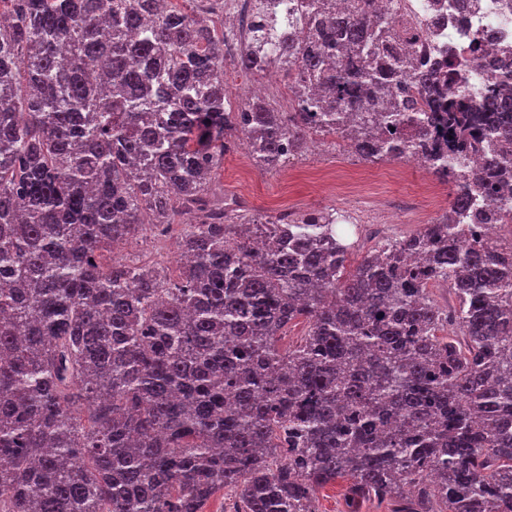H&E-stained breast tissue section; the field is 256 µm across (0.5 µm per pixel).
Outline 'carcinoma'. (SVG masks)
Instances as JSON below:
<instances>
[{
  "label": "carcinoma",
  "mask_w": 512,
  "mask_h": 512,
  "mask_svg": "<svg viewBox=\"0 0 512 512\" xmlns=\"http://www.w3.org/2000/svg\"><path fill=\"white\" fill-rule=\"evenodd\" d=\"M0 512H512V87L448 106L459 150L429 155L448 210L356 266L332 213L283 226L224 213L232 136L273 170L309 125L366 160L420 151L437 73L374 0H306L299 44L250 31L237 66L296 75L297 112L224 88V37L190 0H0ZM404 130L397 137L390 130ZM167 273L105 254L180 217ZM441 286L454 304H440ZM305 331L284 349L291 327ZM347 483L338 482L336 485L327 486L319 494V512H344V493Z\"/></svg>",
  "instance_id": "obj_1"
}]
</instances>
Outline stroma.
I'll list each match as a JSON object with an SVG mask.
<instances>
[{"label":"stroma","mask_w":512,"mask_h":512,"mask_svg":"<svg viewBox=\"0 0 512 512\" xmlns=\"http://www.w3.org/2000/svg\"><path fill=\"white\" fill-rule=\"evenodd\" d=\"M434 184L439 195H447L449 186L437 181L427 169H414L406 160L376 161L362 159L356 153L343 150L339 137H317L308 150L297 159L274 172L259 169L236 151H227L216 170L213 185L233 197L240 186L251 189L249 215L274 216L284 208L294 207L297 213L325 211L340 214L347 210L402 214L409 206L405 199L416 184ZM444 205L421 209L412 222L399 221L382 225L374 240H367L363 231L343 225L346 243L352 244L354 256H362L373 243L398 239L439 219ZM178 230L161 233L148 229L132 243L117 248L114 257L127 262L137 260L162 269H174L178 249Z\"/></svg>","instance_id":"35a3bbf8"}]
</instances>
